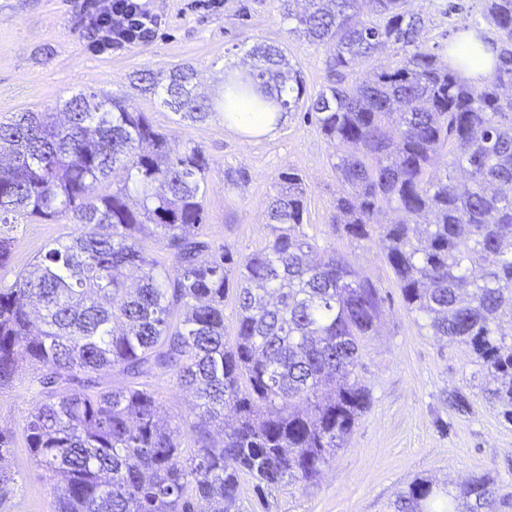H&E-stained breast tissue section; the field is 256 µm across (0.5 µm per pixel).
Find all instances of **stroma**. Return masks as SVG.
Instances as JSON below:
<instances>
[{"label": "stroma", "instance_id": "1", "mask_svg": "<svg viewBox=\"0 0 512 512\" xmlns=\"http://www.w3.org/2000/svg\"><path fill=\"white\" fill-rule=\"evenodd\" d=\"M452 15L443 0H415L414 12L427 16L420 33L427 45L447 50L464 26L478 20L480 0H458ZM166 23L143 45L99 55L90 51L80 24L83 0H0V121L26 110L55 109L80 90L129 94L135 106L176 143L194 142L210 158L205 233L213 247L245 256L270 236L265 202L277 174L291 167L306 184V217L301 226L319 247L344 254L369 277L383 299L373 336L363 342L357 371L368 386L371 405L358 420L345 448L312 482H295L266 493L260 507L250 479H243L245 512H389L395 494L412 480L460 483L491 472L512 490V424L482 397L470 350L421 329L403 301L378 233L352 239L331 224L340 185L324 136L303 111L289 112L276 135L247 137L225 124L222 115L203 123L180 118L150 93H138L134 72L193 66L205 90L224 87L229 70L249 64L252 46L286 50L308 92L327 78L330 51L290 33L280 0H224L220 12L195 7L193 0H148ZM244 175L227 187L224 174ZM63 217L53 224L34 220L14 228V258L5 271L14 279L45 242L69 231ZM28 373H19L0 390V432L11 446L0 467L15 473L17 484L0 512H55V493L33 462L24 427L29 412ZM157 398L181 426L185 447H193L194 398L175 380H156Z\"/></svg>", "mask_w": 512, "mask_h": 512}]
</instances>
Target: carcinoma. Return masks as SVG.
Returning a JSON list of instances; mask_svg holds the SVG:
<instances>
[{
	"mask_svg": "<svg viewBox=\"0 0 512 512\" xmlns=\"http://www.w3.org/2000/svg\"><path fill=\"white\" fill-rule=\"evenodd\" d=\"M281 2L290 31L330 48L317 93L270 45L225 75L218 101L190 66L134 80L195 123L222 112L232 124L245 98L261 112L306 109L335 147L332 223L362 239L381 213L404 215L383 229L408 311L470 349L485 400L512 423V332L501 327L512 322V0H481L497 40L476 83L419 41L425 19L409 0ZM209 168L201 146L173 147L115 93L82 90L58 112L0 122V227L62 215L76 226L0 280V388L29 367L25 440L59 490L56 512H197L200 500L242 512V476L260 494L315 480L370 404L356 368L381 298L344 255L300 232L302 176L275 177L271 237L235 259L205 240ZM105 182L112 190L96 192ZM147 236L169 265L144 249ZM13 253L0 230L1 271ZM160 373L195 394L190 450L161 411ZM498 498L512 492L489 473L452 488L417 478L391 508L491 512Z\"/></svg>",
	"mask_w": 512,
	"mask_h": 512,
	"instance_id": "1",
	"label": "carcinoma"
}]
</instances>
